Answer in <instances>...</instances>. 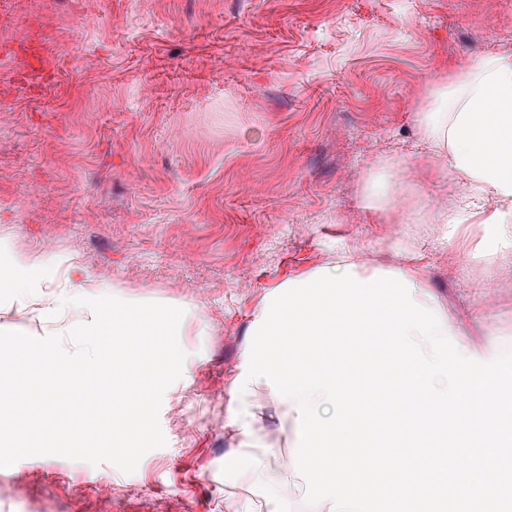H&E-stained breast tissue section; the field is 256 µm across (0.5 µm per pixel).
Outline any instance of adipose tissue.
Segmentation results:
<instances>
[{"label":"adipose tissue","mask_w":512,"mask_h":512,"mask_svg":"<svg viewBox=\"0 0 512 512\" xmlns=\"http://www.w3.org/2000/svg\"><path fill=\"white\" fill-rule=\"evenodd\" d=\"M434 105L415 115L423 158L454 172L473 203L425 208L407 201L405 190L369 188L368 209L412 224H444L456 244L464 225L486 224L490 239L512 251V54L488 53L472 59L447 83L432 91ZM492 213H485V204Z\"/></svg>","instance_id":"ef3b65f1"}]
</instances>
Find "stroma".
I'll use <instances>...</instances> for the list:
<instances>
[{
	"label": "stroma",
	"instance_id": "35a3bbf8",
	"mask_svg": "<svg viewBox=\"0 0 512 512\" xmlns=\"http://www.w3.org/2000/svg\"><path fill=\"white\" fill-rule=\"evenodd\" d=\"M495 52L512 54V0H0V270L28 257L35 290L87 271L123 300L181 307L185 353L162 398L165 446L131 473L22 458L0 467V512H268L274 498L324 512L268 452L243 480L245 438L224 421L267 295L341 263L344 242L383 266L391 245L417 252L427 300L474 352L512 346V252L487 254L479 224L433 250L436 225L362 209L373 160L421 152L434 79ZM92 318L47 322L0 288V330ZM265 423L262 446L292 456L287 404L269 400Z\"/></svg>",
	"mask_w": 512,
	"mask_h": 512
}]
</instances>
